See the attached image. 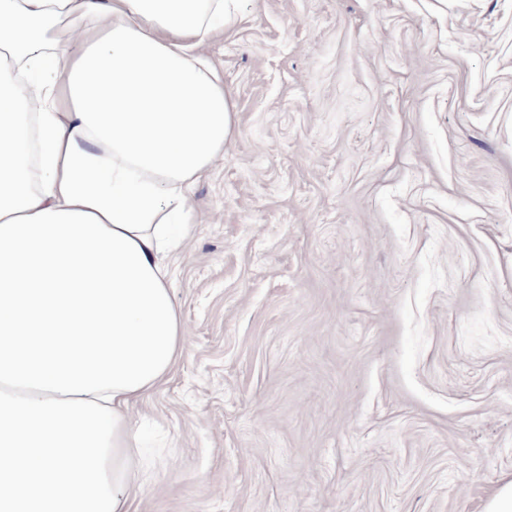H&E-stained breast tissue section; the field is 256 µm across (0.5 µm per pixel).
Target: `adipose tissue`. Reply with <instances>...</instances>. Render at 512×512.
<instances>
[{"label":"adipose tissue","mask_w":512,"mask_h":512,"mask_svg":"<svg viewBox=\"0 0 512 512\" xmlns=\"http://www.w3.org/2000/svg\"><path fill=\"white\" fill-rule=\"evenodd\" d=\"M239 0H0V512H129L185 342L168 259L223 158Z\"/></svg>","instance_id":"ef3b65f1"}]
</instances>
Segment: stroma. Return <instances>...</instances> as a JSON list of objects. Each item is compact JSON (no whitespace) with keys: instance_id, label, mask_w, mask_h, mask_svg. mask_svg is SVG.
I'll list each match as a JSON object with an SVG mask.
<instances>
[{"instance_id":"1","label":"stroma","mask_w":512,"mask_h":512,"mask_svg":"<svg viewBox=\"0 0 512 512\" xmlns=\"http://www.w3.org/2000/svg\"><path fill=\"white\" fill-rule=\"evenodd\" d=\"M133 512H485L512 479V0H241Z\"/></svg>"}]
</instances>
